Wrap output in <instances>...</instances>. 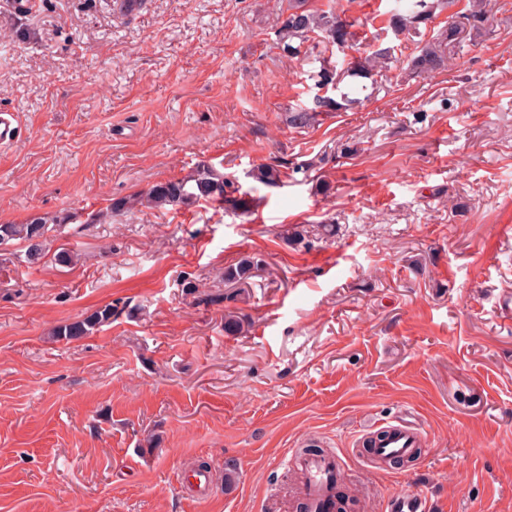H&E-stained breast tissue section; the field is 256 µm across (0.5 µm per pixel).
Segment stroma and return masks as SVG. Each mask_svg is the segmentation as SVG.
I'll return each instance as SVG.
<instances>
[{"mask_svg": "<svg viewBox=\"0 0 512 512\" xmlns=\"http://www.w3.org/2000/svg\"><path fill=\"white\" fill-rule=\"evenodd\" d=\"M13 2L0 111L22 133L0 146V224L65 229L38 263L0 252V512H275L307 436L380 497L419 483L431 512H512V0H484L445 70L393 65L301 127L323 57L394 44L391 0H309L347 10L357 41L305 61L279 39L288 0ZM200 162L248 211L111 212ZM264 164L279 186H256ZM245 259L252 277L224 282ZM107 305L110 323L53 338ZM402 413L424 452L369 471L355 435ZM203 462L199 501L181 476ZM342 101V102H341ZM341 101L325 94L315 95L313 98L312 107H298L292 108L290 115V123L295 126H302L307 123L310 113L309 112H338L343 108L354 106L362 103L359 97L351 98L348 93L341 94Z\"/></svg>", "mask_w": 512, "mask_h": 512, "instance_id": "obj_1", "label": "stroma"}]
</instances>
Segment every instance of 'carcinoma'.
Listing matches in <instances>:
<instances>
[{
	"instance_id": "carcinoma-1",
	"label": "carcinoma",
	"mask_w": 512,
	"mask_h": 512,
	"mask_svg": "<svg viewBox=\"0 0 512 512\" xmlns=\"http://www.w3.org/2000/svg\"><path fill=\"white\" fill-rule=\"evenodd\" d=\"M458 0H394L390 10L389 24L395 36L419 33V26L426 24L443 11L453 7ZM488 20L482 0H468L465 9L448 16V24L439 28L428 40L416 42L414 51L406 56L407 68L412 74L430 75L442 70L447 65L446 50L454 43L462 28L480 30ZM353 27L343 10L312 9L307 7V0H288V15L280 29L281 41L288 54L295 57L301 54V48L312 35L322 37L327 43L343 48L353 40ZM396 49L384 47L374 50L348 64L345 71L350 77L371 79L377 73L391 67L397 60ZM362 103L358 97L351 98L341 94L337 100L327 94L315 95L313 106L291 109L290 123L302 126L307 123L312 112H338L346 107ZM256 182L265 187L279 185L280 169L262 165L253 173ZM229 205L238 209H247L245 193L236 183L218 172L213 166L200 163L187 176L175 180L159 182L152 185L145 193L139 195L136 202L149 207L191 206L200 201ZM64 225H55V230ZM39 219L27 224H0V246L13 240L26 244L28 259L35 262L42 257L46 248L47 234L53 230ZM253 263L245 260L236 268L224 272L227 281L245 280L251 277ZM112 319V306L100 308L89 316L57 326L53 336L66 340L78 339L104 325Z\"/></svg>"
}]
</instances>
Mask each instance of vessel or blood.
<instances>
[{
	"label": "vessel or blood",
	"mask_w": 512,
	"mask_h": 512,
	"mask_svg": "<svg viewBox=\"0 0 512 512\" xmlns=\"http://www.w3.org/2000/svg\"><path fill=\"white\" fill-rule=\"evenodd\" d=\"M426 443L425 431L400 416L368 426L354 439L355 447L367 449V465L371 468H381L393 461L399 467H409ZM284 465L288 470L297 469L304 473L302 482L289 489V497L307 500L314 512H334L336 502L330 495L331 490L350 488L340 475L339 458L326 455L302 460L292 454L286 457ZM385 512H430L426 490L419 487L388 496Z\"/></svg>",
	"instance_id": "b4317fda"
}]
</instances>
